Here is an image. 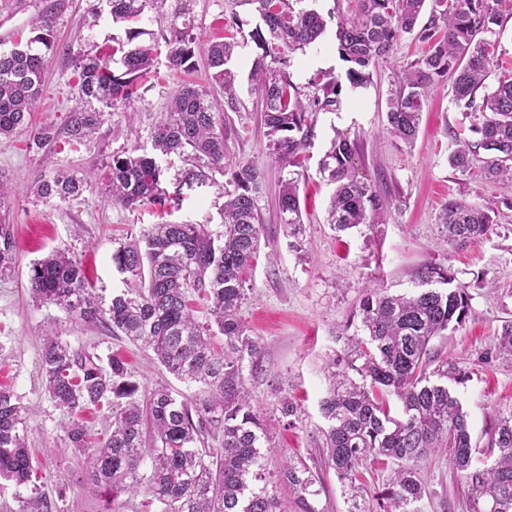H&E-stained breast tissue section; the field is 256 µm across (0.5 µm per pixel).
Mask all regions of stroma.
Segmentation results:
<instances>
[{
  "label": "stroma",
  "instance_id": "1",
  "mask_svg": "<svg viewBox=\"0 0 512 512\" xmlns=\"http://www.w3.org/2000/svg\"><path fill=\"white\" fill-rule=\"evenodd\" d=\"M53 4L59 7L55 46L30 122L32 127H54L60 135L45 146L33 141L29 129L0 137V182L12 190L0 207V218L13 224L16 241L15 269L0 278V386L11 388L28 409L26 443L41 489L56 501L59 512H113V503L105 488L91 483L83 457L68 448L63 416L42 384L39 353L48 324H56L77 350L102 358L121 354L141 397L164 387L177 400L190 403L197 388L167 373L152 352L126 337L72 320L59 307L36 304L28 284L32 263L66 248L83 259L97 287L119 289L123 282L112 252L126 232L164 220L205 224L218 232L223 200L216 188L203 187L185 192L179 205L165 212L152 206L130 210L112 204L95 188L73 200L48 202L33 187L59 171L102 180L113 155L146 145L171 92L183 80L167 66L166 39L187 27L203 44L223 36L230 21L236 24L239 43L233 71L240 109L231 115L228 152L234 163L255 164L264 174L261 248L244 275L247 299L241 307V317L262 351L259 370L246 373L245 381L260 408L271 409L284 395L298 407L294 416L274 418L279 455L319 461L325 425L319 404L328 388L325 365L346 357L358 335L360 323L352 314L365 287L380 284L394 293L413 292L415 270L435 263L451 267L471 296L465 323L434 339L432 347L469 373L455 392L469 415L475 459L486 461L485 414L493 405L512 406V357L494 347L497 332L512 320V184L485 180L476 168L464 176L449 167L447 157L456 139L474 142L478 136L472 130L474 117L456 107L448 82L431 89L414 145L388 131L387 97L394 71L421 54V43L405 36L392 57L373 68L367 86L352 88L343 82L336 107L314 113V135L299 169L303 232L294 238L282 224L277 204L279 182L288 170L267 150V128L250 81L257 53L250 34L261 19L248 0H169L165 13H148L140 25L156 40L153 71L142 79L130 103L117 107L80 144L63 133L80 83L75 58L111 46L106 0H0V50L26 40L32 23ZM302 5L327 19L320 42L285 55L292 82L309 95L317 76L330 73L343 81L347 64L338 57L335 31L339 18L349 12V0H302ZM340 135L361 140L362 150L353 160L355 174L387 203L383 223L345 233L327 222L334 187L318 169L331 141ZM458 195L494 211V229L478 243L455 245L444 238L439 214L448 198ZM418 469L427 490L422 512H469L446 455L423 458Z\"/></svg>",
  "mask_w": 512,
  "mask_h": 512
}]
</instances>
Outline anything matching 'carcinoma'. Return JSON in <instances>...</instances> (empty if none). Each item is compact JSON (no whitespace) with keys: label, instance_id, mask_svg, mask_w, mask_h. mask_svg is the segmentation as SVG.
Segmentation results:
<instances>
[{"label":"carcinoma","instance_id":"cac0c4a2","mask_svg":"<svg viewBox=\"0 0 512 512\" xmlns=\"http://www.w3.org/2000/svg\"><path fill=\"white\" fill-rule=\"evenodd\" d=\"M108 2L112 26L124 27V35L112 36V55L119 56L120 68L112 69L97 54L77 55L78 101L66 126L67 137L76 142L94 134L110 110L130 102L137 79L152 68L155 48L142 40L146 31L125 24L162 9L167 0ZM248 2L263 22L251 33L260 53L250 80L260 95L267 149L277 162L300 167V153L313 136L310 113L336 105L339 84L333 76H322L305 103L278 63L286 52L318 42L327 21L315 9H295L290 0ZM353 2L335 32L337 52L349 64L351 87L367 85L370 68L388 58L401 37L411 35L425 46L396 74L387 98L389 131L413 145L430 88L449 79L455 104L478 119L473 131L479 135L474 144H457L448 154L449 167L470 172L482 150L485 178L511 183L512 73L486 86L499 61L507 0ZM53 23L52 15H42L36 35L22 46L0 50V136L29 125L54 48ZM166 47L171 71L196 68L199 50L189 32L173 35ZM236 47L230 33L201 50L209 82L224 90V111L217 110L207 88L178 86L150 132L149 145L112 156L101 186L112 203L136 209L163 208L171 200L181 201L183 189L210 183L224 197V232L215 235L205 224L165 221L126 235L112 263L133 286L110 297L98 292L81 260L66 248L34 262L29 274L36 302L55 305L78 321L105 325L151 349L168 373L198 385L195 402H179L161 387L141 403L139 384L121 355H110L104 365L53 329L45 335L39 367L49 399L68 417L63 429L69 446L84 456L91 480L112 491V500L142 493L163 505V512H288L290 506L294 512H319L320 468L277 458L271 427L253 405L244 378L245 368L257 370L261 352L240 311L246 300L243 274L261 242L263 173L253 164L232 165L227 157L226 112L239 110L231 70ZM90 100L100 108L84 109L82 103ZM360 150L359 141L343 136L332 140L320 162V173L335 185L328 216L337 231L377 224L385 212L383 198L353 172L352 160ZM175 157L186 167L170 178ZM217 173L229 176L228 181L219 184L213 178ZM92 187L87 177L58 172L40 180L36 194L46 201H68ZM278 209L282 223L298 233L303 224L299 176L281 181ZM441 224L448 242L466 244L486 237L494 220L489 209L450 198ZM14 263V225L0 223V276H7ZM415 285L412 295L391 294L379 285L365 290L356 310L363 335L354 342L347 368L337 369L341 361L336 358L326 364L321 463L342 484L347 512H421L417 503L425 485L417 463L444 448L467 487L473 512H512V407L495 406L487 413L486 448L495 459L475 465L468 414L448 386L466 382L469 375L453 363L437 361L430 348L434 338L468 317L467 286L456 282L451 268L435 264L416 270ZM495 347L512 356V322L503 325ZM350 369L360 379L352 378ZM386 392L399 400V415L392 414ZM106 404L116 411L109 433L95 441L77 413ZM25 412L20 398L0 386V478L33 485L34 495L21 500L17 512H57L56 504L34 487ZM369 463L387 472L380 491L372 495L357 485L359 469ZM283 489L290 498L281 495Z\"/></svg>","mask_w":512,"mask_h":512}]
</instances>
